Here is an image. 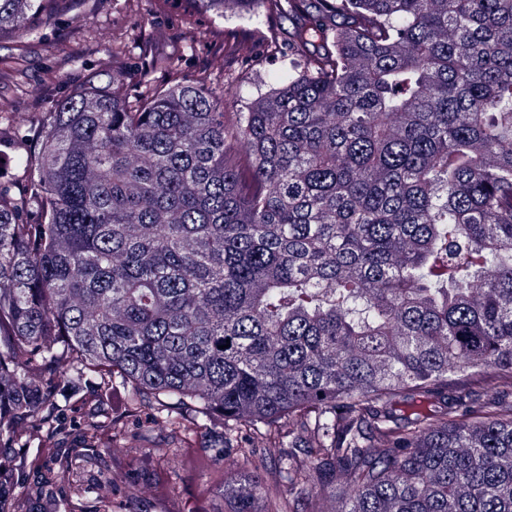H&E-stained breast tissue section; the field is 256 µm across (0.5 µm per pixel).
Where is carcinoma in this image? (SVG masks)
Instances as JSON below:
<instances>
[{
  "label": "carcinoma",
  "mask_w": 512,
  "mask_h": 512,
  "mask_svg": "<svg viewBox=\"0 0 512 512\" xmlns=\"http://www.w3.org/2000/svg\"><path fill=\"white\" fill-rule=\"evenodd\" d=\"M59 2L0 0V39ZM262 2L293 68L235 124L114 64L46 113L26 194L0 184V445L88 372L118 409L37 443L22 491L0 461V512H88L53 491L81 460L111 471L96 512L155 474L164 512H512V400L485 397L512 378V0Z\"/></svg>",
  "instance_id": "carcinoma-1"
}]
</instances>
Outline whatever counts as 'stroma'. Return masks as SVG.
Segmentation results:
<instances>
[{
  "mask_svg": "<svg viewBox=\"0 0 512 512\" xmlns=\"http://www.w3.org/2000/svg\"><path fill=\"white\" fill-rule=\"evenodd\" d=\"M287 17L256 15L197 14L184 21L178 7L166 12L154 10L152 0H141L138 12H131L127 0H62L50 22L20 42H0V59L17 52L27 58V92L13 98L12 108L0 112V181L16 193H23L28 174L16 161V148L30 140L48 107L65 98L74 87L104 72L110 44L101 42L99 31L124 32V63L136 77L153 86L172 84L184 75H200L206 85L224 97L227 119L245 111L258 92L268 91L276 78L288 70V59L275 47L288 35ZM230 28L257 29L258 41L249 56L222 54L224 32ZM207 30L213 38L198 42L191 30ZM170 61L169 68L153 67L154 57ZM97 380H86V398L70 404L60 420L70 430H78L87 414L102 419L112 416L110 401L96 394Z\"/></svg>",
  "mask_w": 512,
  "mask_h": 512,
  "instance_id": "obj_1",
  "label": "stroma"
}]
</instances>
